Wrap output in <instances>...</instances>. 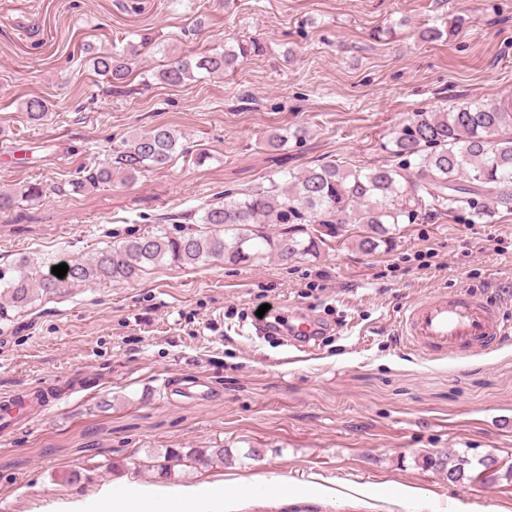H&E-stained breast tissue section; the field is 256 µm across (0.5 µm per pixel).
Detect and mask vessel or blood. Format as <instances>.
<instances>
[{"label":"vessel or blood","instance_id":"vessel-or-blood-1","mask_svg":"<svg viewBox=\"0 0 512 512\" xmlns=\"http://www.w3.org/2000/svg\"><path fill=\"white\" fill-rule=\"evenodd\" d=\"M512 298L469 289H437L408 304L398 316L399 333L407 350L426 358L457 359L491 351L512 340V318L505 309ZM62 395L40 386L0 400V426L11 428L32 411L45 412Z\"/></svg>","mask_w":512,"mask_h":512}]
</instances>
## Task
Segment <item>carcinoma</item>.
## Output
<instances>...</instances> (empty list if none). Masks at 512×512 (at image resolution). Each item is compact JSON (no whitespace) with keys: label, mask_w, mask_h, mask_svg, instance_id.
I'll return each mask as SVG.
<instances>
[{"label":"carcinoma","mask_w":512,"mask_h":512,"mask_svg":"<svg viewBox=\"0 0 512 512\" xmlns=\"http://www.w3.org/2000/svg\"><path fill=\"white\" fill-rule=\"evenodd\" d=\"M256 40L215 47L199 56H175L153 77L179 86L195 77L231 71L256 50ZM134 52L112 49L92 57L94 70L120 87L132 74ZM28 122L48 112L46 100L24 102ZM178 136L156 127L123 141L112 163L86 171L70 183L82 192L122 174L132 179L149 169H162L177 153ZM396 162L374 167L329 160L298 172H280L269 185L224 192V203L203 208L194 229L180 235L165 231L132 235L110 249L67 263L59 278L52 268L21 261L11 275L0 270V320L31 305L41 294H60L79 282L124 283L164 261L193 266L221 258L247 263L266 256L282 263L320 253L329 238L353 239L361 252L388 247L402 224L432 215L464 213L472 222H488L499 208L512 210V98L474 106L415 112L390 138ZM48 193L40 183L0 190V210L17 201ZM158 474L166 477L177 465L224 462L223 448H166L157 453ZM469 461L453 455L434 462L449 480L467 478Z\"/></svg>","instance_id":"carcinoma-1"}]
</instances>
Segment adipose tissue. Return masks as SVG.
Returning <instances> with one entry per match:
<instances>
[{"mask_svg":"<svg viewBox=\"0 0 512 512\" xmlns=\"http://www.w3.org/2000/svg\"><path fill=\"white\" fill-rule=\"evenodd\" d=\"M58 512H238V499L220 488L124 483L75 498Z\"/></svg>","mask_w":512,"mask_h":512,"instance_id":"1","label":"adipose tissue"}]
</instances>
